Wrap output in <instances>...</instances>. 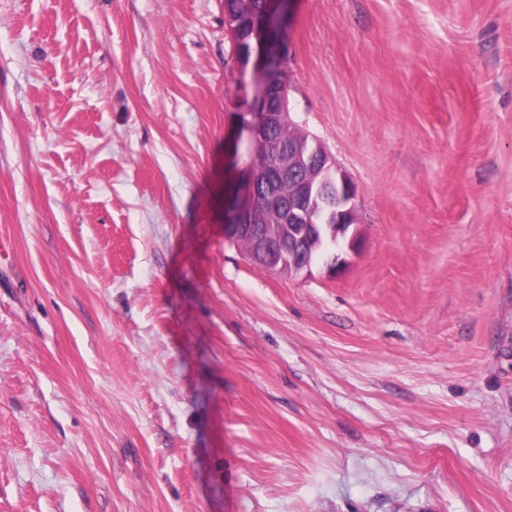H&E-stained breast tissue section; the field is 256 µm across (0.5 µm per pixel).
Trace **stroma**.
Masks as SVG:
<instances>
[{"mask_svg": "<svg viewBox=\"0 0 512 512\" xmlns=\"http://www.w3.org/2000/svg\"><path fill=\"white\" fill-rule=\"evenodd\" d=\"M336 273L224 235V0H0V512H512V0H292ZM339 181L341 189L336 188V204L344 206L346 208V212L350 213L352 217L351 223H336V225H339L336 233L342 236L346 241L344 245L345 249L352 248L355 241V232L349 234V230L352 226L357 224L356 189L350 179L342 172H339ZM346 185L352 186L353 190L348 192L345 196L343 194V188Z\"/></svg>", "mask_w": 512, "mask_h": 512, "instance_id": "obj_1", "label": "stroma"}]
</instances>
